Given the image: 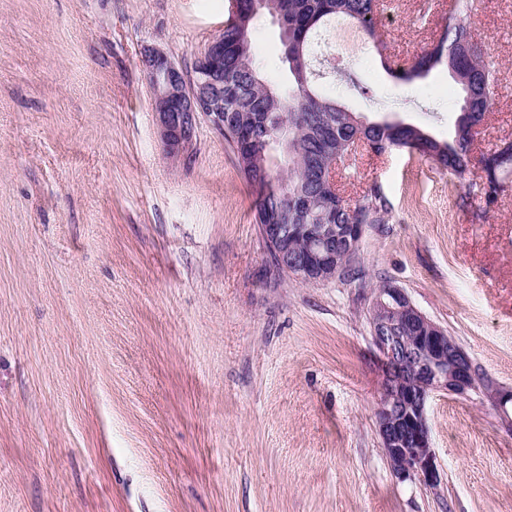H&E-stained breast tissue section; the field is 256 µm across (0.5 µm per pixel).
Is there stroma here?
Segmentation results:
<instances>
[{
    "label": "stroma",
    "mask_w": 512,
    "mask_h": 512,
    "mask_svg": "<svg viewBox=\"0 0 512 512\" xmlns=\"http://www.w3.org/2000/svg\"><path fill=\"white\" fill-rule=\"evenodd\" d=\"M386 2V54L336 19L317 83L447 139V69L387 68L436 42L454 0ZM228 5L0 0V512H512V402L481 391L427 401L437 489L391 473L367 313L379 285L402 288L512 391V192L478 219L480 171L360 152L337 178L378 187L388 214L351 278L280 272L223 135L201 124L191 156L168 158L141 61L153 46L191 66ZM470 22L500 77L480 153L512 139V0H477ZM254 40L285 81L277 20Z\"/></svg>",
    "instance_id": "obj_1"
}]
</instances>
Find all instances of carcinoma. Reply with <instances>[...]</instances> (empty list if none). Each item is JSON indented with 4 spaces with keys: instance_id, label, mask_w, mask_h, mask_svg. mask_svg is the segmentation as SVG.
Masks as SVG:
<instances>
[{
    "instance_id": "1",
    "label": "carcinoma",
    "mask_w": 512,
    "mask_h": 512,
    "mask_svg": "<svg viewBox=\"0 0 512 512\" xmlns=\"http://www.w3.org/2000/svg\"><path fill=\"white\" fill-rule=\"evenodd\" d=\"M384 0H239L238 13L228 16L218 38L224 51L207 54L224 72V141L239 171L259 192L255 223L292 224L285 200H298L307 208L305 223H321L331 209L337 224H383L388 203L377 188L358 197L341 185L331 189L324 178L331 160L336 166L360 150L382 155L403 150L432 158L448 174L461 178L474 154L473 122H484L492 111L498 86V69L487 60L484 45L471 34L468 17L471 0H455L448 22L433 47L407 68H388L396 79L412 82L439 66L460 76L461 99L453 132L441 141L420 126L390 121L365 125L361 116L318 94L312 44L317 33L336 18L358 24L376 49L384 47L376 20ZM263 15L277 18L281 26L288 88L271 81L256 57L251 34ZM484 168L494 169V179L467 187V195L483 206L480 217L509 191L512 142L481 154Z\"/></svg>"
}]
</instances>
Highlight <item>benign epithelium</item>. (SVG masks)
I'll list each match as a JSON object with an SVG mask.
<instances>
[{"label":"benign epithelium","instance_id":"7a95c632","mask_svg":"<svg viewBox=\"0 0 512 512\" xmlns=\"http://www.w3.org/2000/svg\"><path fill=\"white\" fill-rule=\"evenodd\" d=\"M142 63L154 97L177 107L175 112H155L159 135L169 157L178 159L192 152L203 120L224 131V113L213 112L202 102L210 85L221 82L222 75L208 69L187 76L166 53L150 46L143 49ZM259 231L291 276L310 283H326L336 279L340 267L348 268L354 263L363 225H350V240L336 234L334 224H261ZM298 235L310 237L311 246L305 252L290 255L288 239ZM371 307L383 314L393 312L398 320L428 326V336L417 346L408 337L391 331L372 336L384 364L375 417L382 450L395 477L414 479L435 489L441 476L427 422V400L440 391L465 395L476 388L478 376L457 341L420 312L402 289H378Z\"/></svg>","mask_w":512,"mask_h":512}]
</instances>
